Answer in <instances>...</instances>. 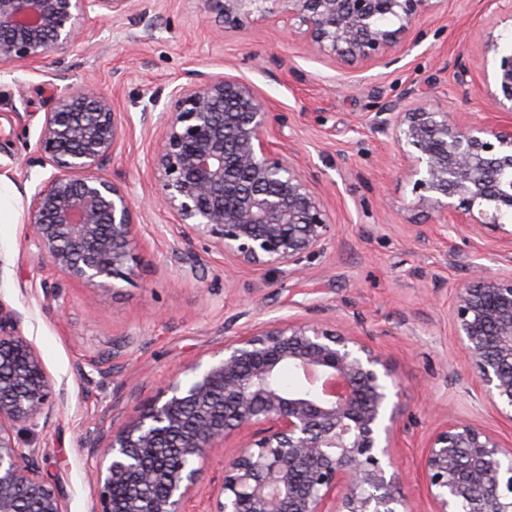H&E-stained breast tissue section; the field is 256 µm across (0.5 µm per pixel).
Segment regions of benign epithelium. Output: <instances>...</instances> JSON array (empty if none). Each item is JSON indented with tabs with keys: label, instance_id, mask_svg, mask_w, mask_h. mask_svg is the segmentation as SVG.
I'll use <instances>...</instances> for the list:
<instances>
[{
	"label": "benign epithelium",
	"instance_id": "benign-epithelium-1",
	"mask_svg": "<svg viewBox=\"0 0 512 512\" xmlns=\"http://www.w3.org/2000/svg\"><path fill=\"white\" fill-rule=\"evenodd\" d=\"M130 0H0V66L35 71L52 51L95 40L99 20L122 19ZM434 0H203L228 27L281 13L337 62L399 61L397 47ZM494 75L493 110L512 112V47L484 44ZM269 111L245 79L203 72L170 92L166 111L143 113L161 134L152 165L157 206L239 266L294 272L324 252L332 230L322 195L300 165L276 149ZM373 123L407 161L417 204L460 234L512 230V121L461 122L424 104H392ZM118 140L112 97L67 85L37 139L48 177L27 203V238L63 277L116 287L130 275L137 230L128 192L106 167ZM452 318L466 375L512 423V272L486 273L456 289ZM295 370L300 389L282 386ZM402 382L365 339L311 320H273L239 334L206 364L166 381L130 425L112 433L97 469L95 512H187L214 450L235 437L208 512H407L404 472L393 452ZM63 403L21 316L0 301V512H67L40 467V449L19 432L48 425ZM434 512H512V446L462 419L430 438L421 464ZM161 483L165 493L151 496Z\"/></svg>",
	"mask_w": 512,
	"mask_h": 512
}]
</instances>
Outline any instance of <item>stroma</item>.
<instances>
[{"label": "stroma", "instance_id": "stroma-1", "mask_svg": "<svg viewBox=\"0 0 512 512\" xmlns=\"http://www.w3.org/2000/svg\"><path fill=\"white\" fill-rule=\"evenodd\" d=\"M202 0H131L121 22L105 19L91 45L49 53L38 71L0 69V302L17 310L66 405L32 437L45 477L68 512H94V474L113 431L137 417L187 363L273 319L319 320L364 338L391 364L405 392L396 453L410 512H433L421 461L432 434L459 417L512 440L489 399L469 386L452 321L458 286L477 268L512 270L499 231L461 236L415 205L407 163L372 123L408 89L462 121L490 113L479 66L488 37L512 45L499 0H441L391 67L337 64L289 37L277 15L238 28L206 17ZM475 66L459 82L458 59ZM237 76L284 115L273 140L313 179L331 213L326 251L305 274L244 268L154 209L151 164L159 139L142 110L167 100L189 71ZM65 80H58V73ZM92 82L112 97L119 137L107 166L129 191L138 243L129 280L116 289L73 282L41 263L25 240L26 191L47 177L36 149L46 112L65 84ZM61 288L66 306L43 289ZM120 350L110 372L98 360Z\"/></svg>", "mask_w": 512, "mask_h": 512}]
</instances>
